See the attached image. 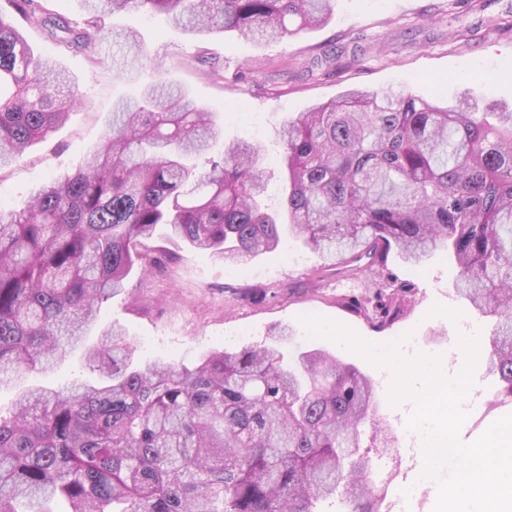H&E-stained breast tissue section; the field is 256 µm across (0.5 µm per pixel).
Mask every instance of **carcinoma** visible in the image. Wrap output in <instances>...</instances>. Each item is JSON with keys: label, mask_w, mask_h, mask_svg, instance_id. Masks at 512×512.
<instances>
[{"label": "carcinoma", "mask_w": 512, "mask_h": 512, "mask_svg": "<svg viewBox=\"0 0 512 512\" xmlns=\"http://www.w3.org/2000/svg\"><path fill=\"white\" fill-rule=\"evenodd\" d=\"M79 29L38 0L0 7V165L55 132L74 107L69 75L34 54L17 19L84 49L108 15L165 14L190 34L256 42L326 23L332 0H80ZM137 94L112 105L98 148L17 206L0 205V388L47 373L98 330L82 358L94 381L31 388L0 415V512H380L372 458L395 438L375 383L288 327L192 366L143 364L101 304L147 273L159 227L226 261L275 251L285 233L354 280L346 304L377 331L408 309L415 284L389 272L448 255L455 286L492 323L486 366L512 402V111L463 94L351 91L282 121L283 196L264 204L265 149L159 79L163 59L113 31ZM216 152L204 168L194 160Z\"/></svg>", "instance_id": "1"}]
</instances>
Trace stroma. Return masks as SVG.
Returning a JSON list of instances; mask_svg holds the SVG:
<instances>
[{"mask_svg": "<svg viewBox=\"0 0 512 512\" xmlns=\"http://www.w3.org/2000/svg\"><path fill=\"white\" fill-rule=\"evenodd\" d=\"M116 27L136 30L151 53L165 57L163 79L209 107L223 124L225 139L265 147L274 201L281 177L275 129L313 104L353 90L404 92L426 100L467 91L480 105L512 108V0H335L324 25L264 45L234 33L193 37L165 15L136 11L106 18L89 53L57 44L29 26V43L69 72L79 102L63 127L20 161L0 168V203L20 204L35 185L79 164L98 143L113 102L135 90L112 45ZM325 56L330 64L313 67L314 58ZM214 70L223 72L222 81L211 78ZM160 246L163 264L147 275L133 272L126 290L101 305L102 321L124 326L140 359L161 356L190 365L211 351L235 352L263 342L275 327L292 328L301 348L328 351L370 375L381 416L392 431L406 434L396 448L399 466L374 463V479L391 489L380 512H432L437 488L422 476L417 450L423 440L405 431L412 401L391 404L389 370L330 340L308 337L297 318L306 313L333 318L377 343L404 337L406 356H440L443 374L456 376L466 363L460 336L488 338L491 325L458 296L447 256L435 255L417 267L390 256L389 269L414 282L416 294L407 315L378 333L342 305L345 296L369 289L370 276L337 281L323 258L294 240L243 263L181 242L164 240ZM473 387L479 401L461 429L466 443L512 415V403L501 400V385L483 363L474 367Z\"/></svg>", "mask_w": 512, "mask_h": 512, "instance_id": "35a3bbf8", "label": "stroma"}]
</instances>
